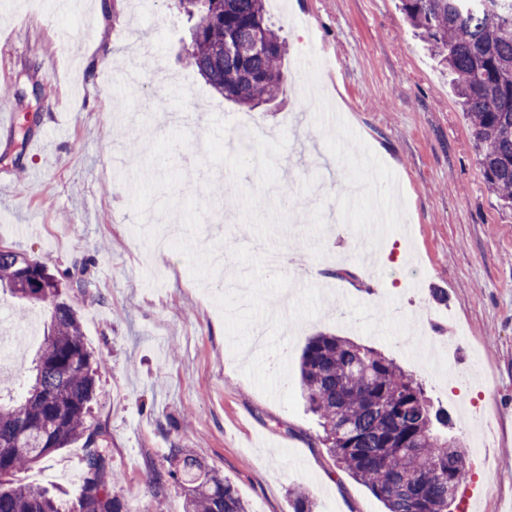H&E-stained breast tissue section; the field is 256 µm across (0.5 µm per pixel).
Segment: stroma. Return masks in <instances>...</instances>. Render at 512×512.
I'll list each match as a JSON object with an SVG mask.
<instances>
[{
    "label": "stroma",
    "mask_w": 512,
    "mask_h": 512,
    "mask_svg": "<svg viewBox=\"0 0 512 512\" xmlns=\"http://www.w3.org/2000/svg\"><path fill=\"white\" fill-rule=\"evenodd\" d=\"M288 43L284 91L249 109L174 64L189 41L171 0H0V84L41 127L69 122L41 156L0 131V246L63 281L102 366L91 421L133 507L168 452L190 448L230 478L249 512H384L337 468L302 398L308 341L375 348L447 406L467 452L491 448L473 503L512 512V210L489 191L466 117L397 0H266ZM153 43L148 91L197 126L118 122L114 58ZM398 220L365 239L374 202ZM83 282L84 290L74 289ZM33 324L0 392L18 393L43 313L0 298V337ZM81 442L13 477L64 502L82 491Z\"/></svg>",
    "instance_id": "1"
}]
</instances>
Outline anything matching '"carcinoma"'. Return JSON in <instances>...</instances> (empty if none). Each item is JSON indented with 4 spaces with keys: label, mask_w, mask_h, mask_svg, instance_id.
Listing matches in <instances>:
<instances>
[{
    "label": "carcinoma",
    "mask_w": 512,
    "mask_h": 512,
    "mask_svg": "<svg viewBox=\"0 0 512 512\" xmlns=\"http://www.w3.org/2000/svg\"><path fill=\"white\" fill-rule=\"evenodd\" d=\"M409 25L448 71L472 132L489 190L512 209V0H399ZM189 43L176 62L196 71L224 98L257 108L283 92L285 39L265 0H176ZM267 44L249 50L256 34ZM232 42L243 49L224 53ZM27 266L39 285L21 287ZM64 285L39 259L0 249V292L45 311L42 339L25 392L0 400V512H62L47 492L11 487L1 477L83 440V491L68 512H132L108 487L104 432L88 420L95 372L79 316ZM303 396L322 428L321 444L339 468L367 486L388 512H448L451 483L467 477V452L448 410L422 382L383 353L320 334L303 350ZM161 512L169 483L184 491V512H248L230 479L189 448L170 449L169 468L152 478ZM292 512H313L309 492L288 490Z\"/></svg>",
    "instance_id": "1"
}]
</instances>
